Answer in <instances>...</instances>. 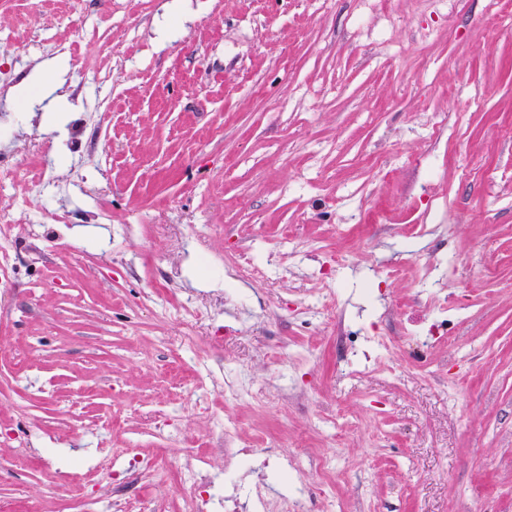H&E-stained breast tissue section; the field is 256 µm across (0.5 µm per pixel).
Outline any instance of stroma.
Returning a JSON list of instances; mask_svg holds the SVG:
<instances>
[{"mask_svg":"<svg viewBox=\"0 0 512 512\" xmlns=\"http://www.w3.org/2000/svg\"><path fill=\"white\" fill-rule=\"evenodd\" d=\"M1 29L16 162L61 177L28 212L68 221L0 243V501L113 512L66 492L112 446L166 512H224L191 468L512 512V0H0ZM426 301L444 345L404 333ZM228 422L249 469L208 454Z\"/></svg>","mask_w":512,"mask_h":512,"instance_id":"obj_1","label":"stroma"}]
</instances>
